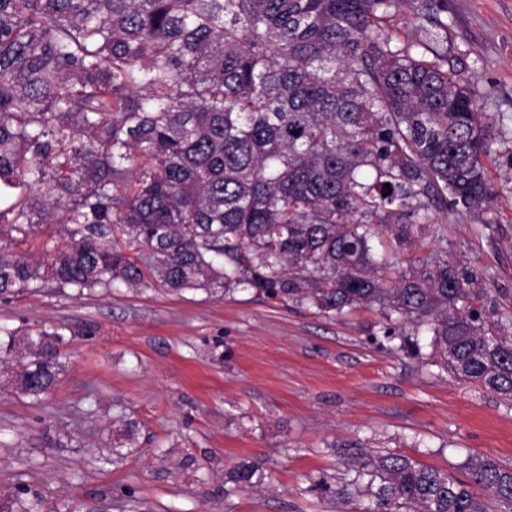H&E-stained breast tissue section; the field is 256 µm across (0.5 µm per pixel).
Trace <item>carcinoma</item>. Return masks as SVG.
Wrapping results in <instances>:
<instances>
[{
	"instance_id": "obj_1",
	"label": "carcinoma",
	"mask_w": 512,
	"mask_h": 512,
	"mask_svg": "<svg viewBox=\"0 0 512 512\" xmlns=\"http://www.w3.org/2000/svg\"><path fill=\"white\" fill-rule=\"evenodd\" d=\"M437 30L400 40L399 4ZM446 0H0V239L58 225L46 259L0 252V298L46 281L78 295L253 289L322 312L378 305L393 350L512 401V321L436 258L378 256L389 233L444 240L430 209L497 196L501 135L447 69ZM390 185L387 193L384 185ZM416 326L408 334L392 322ZM63 335L0 327L11 383L38 404ZM446 470L355 447L340 503L360 512H512V467ZM265 478L242 460L227 482ZM7 512H41L27 489Z\"/></svg>"
}]
</instances>
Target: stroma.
I'll return each instance as SVG.
<instances>
[{
	"instance_id": "35a3bbf8",
	"label": "stroma",
	"mask_w": 512,
	"mask_h": 512,
	"mask_svg": "<svg viewBox=\"0 0 512 512\" xmlns=\"http://www.w3.org/2000/svg\"><path fill=\"white\" fill-rule=\"evenodd\" d=\"M448 63L506 143L487 162L484 209L437 210L439 244L415 241L397 268L444 250L478 272L512 316V0H447ZM381 314L341 315L232 294L118 288L76 295L47 282L0 300V326L59 329L69 360L35 404L0 371V512L28 488L43 512H341L346 447L408 455L462 477L488 455L512 465V407L382 344ZM138 424L127 438L126 421ZM263 484L225 490L241 459Z\"/></svg>"
}]
</instances>
